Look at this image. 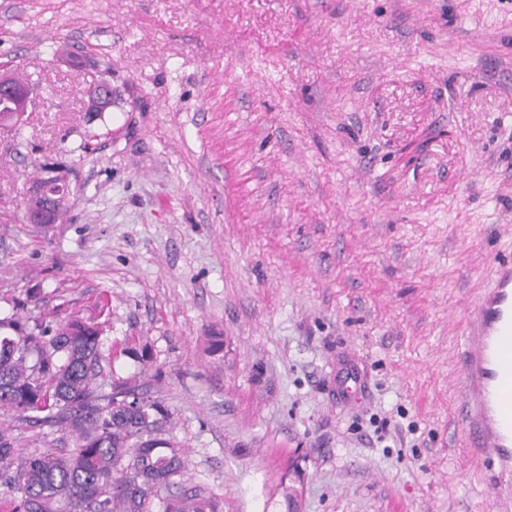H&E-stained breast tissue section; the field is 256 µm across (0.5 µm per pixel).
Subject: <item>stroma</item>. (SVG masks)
<instances>
[{
    "label": "stroma",
    "mask_w": 512,
    "mask_h": 512,
    "mask_svg": "<svg viewBox=\"0 0 512 512\" xmlns=\"http://www.w3.org/2000/svg\"><path fill=\"white\" fill-rule=\"evenodd\" d=\"M0 70L36 91L0 315L107 300L104 376L219 512H512L458 387L512 232V0H0ZM45 163L63 224L24 220ZM90 97L93 108L89 112H105L112 107V85L103 79L98 80L90 91Z\"/></svg>",
    "instance_id": "35a3bbf8"
}]
</instances>
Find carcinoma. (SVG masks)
Masks as SVG:
<instances>
[{
	"instance_id": "obj_1",
	"label": "carcinoma",
	"mask_w": 512,
	"mask_h": 512,
	"mask_svg": "<svg viewBox=\"0 0 512 512\" xmlns=\"http://www.w3.org/2000/svg\"><path fill=\"white\" fill-rule=\"evenodd\" d=\"M102 345L91 319L0 317V512H218L187 486L162 402L129 379L98 388ZM23 427L62 450L21 452Z\"/></svg>"
}]
</instances>
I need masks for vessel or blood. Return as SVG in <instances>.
Listing matches in <instances>:
<instances>
[{
	"label": "vessel or blood",
	"mask_w": 512,
	"mask_h": 512,
	"mask_svg": "<svg viewBox=\"0 0 512 512\" xmlns=\"http://www.w3.org/2000/svg\"><path fill=\"white\" fill-rule=\"evenodd\" d=\"M460 387L466 436L480 463L512 482V256L467 322Z\"/></svg>",
	"instance_id": "vessel-or-blood-1"
}]
</instances>
